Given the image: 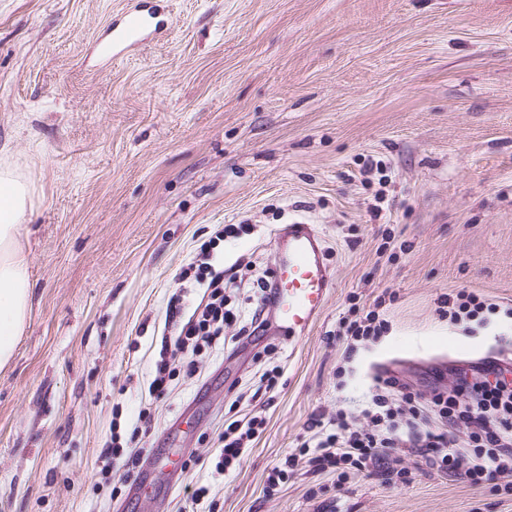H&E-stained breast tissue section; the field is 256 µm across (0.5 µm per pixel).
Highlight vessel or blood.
Wrapping results in <instances>:
<instances>
[{"mask_svg": "<svg viewBox=\"0 0 512 512\" xmlns=\"http://www.w3.org/2000/svg\"><path fill=\"white\" fill-rule=\"evenodd\" d=\"M169 23L161 19L150 0H132L93 45L101 66L135 50L151 38L163 36ZM280 244L274 268V320L269 331L295 340L304 337L325 309L333 275L323 261L321 238L313 225L296 223L278 229Z\"/></svg>", "mask_w": 512, "mask_h": 512, "instance_id": "1", "label": "vessel or blood"}]
</instances>
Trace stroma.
I'll list each match as a JSON object with an SVG mask.
<instances>
[{"mask_svg": "<svg viewBox=\"0 0 512 512\" xmlns=\"http://www.w3.org/2000/svg\"><path fill=\"white\" fill-rule=\"evenodd\" d=\"M163 38L96 73L86 49L124 0H0V163L36 190L23 229L33 301L0 369V512H512V496L393 453L409 484L298 472L267 492L314 414L368 393L377 364L427 394L512 352V316L442 320L466 288L512 307V0H159ZM315 225L332 269L307 336L280 340L279 388L231 408L268 343L229 341L152 401L132 469H100L150 401L178 275L215 228L224 263L273 270L274 231ZM389 296L390 330L347 356L350 303ZM264 431L211 476L226 417ZM178 485L143 497L152 455ZM208 487L207 501L193 492Z\"/></svg>", "mask_w": 512, "mask_h": 512, "instance_id": "obj_1", "label": "stroma"}]
</instances>
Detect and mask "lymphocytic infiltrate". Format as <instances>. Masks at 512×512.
I'll list each match as a JSON object with an SVG mask.
<instances>
[{"mask_svg": "<svg viewBox=\"0 0 512 512\" xmlns=\"http://www.w3.org/2000/svg\"><path fill=\"white\" fill-rule=\"evenodd\" d=\"M237 274H224L211 262L198 265L195 285L205 288L207 300L192 314H185L182 294H174L167 316L173 331L160 340L158 358L149 384L150 397L165 395L175 380H192L200 375L199 360L224 344L226 324L239 323L237 341H247L265 321L271 299L269 281L261 279L246 309H230V284ZM385 304L377 299L371 310L350 307L336 329V337L347 352L378 339L390 329L379 310ZM498 304L483 295L460 290L441 297L438 312L449 324L461 326L475 321L489 322L499 313ZM265 420L255 415L246 421H233L219 436L221 448L213 472L233 473L262 433ZM308 436L288 455L284 464L274 466L268 475L269 491H276L298 468L315 473L335 471L338 482L351 474L371 470L385 482L409 483L407 468L396 467L394 449L410 446L419 450L436 470L464 479L471 485L495 483L498 491L512 495V380L483 372L476 378L459 376L449 389H436L424 395L398 387L395 379L375 378L359 416L337 410L331 417L313 415Z\"/></svg>", "mask_w": 512, "mask_h": 512, "instance_id": "1", "label": "lymphocytic infiltrate"}]
</instances>
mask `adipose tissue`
Returning <instances> with one entry per match:
<instances>
[{"label":"adipose tissue","mask_w":512,"mask_h":512,"mask_svg":"<svg viewBox=\"0 0 512 512\" xmlns=\"http://www.w3.org/2000/svg\"><path fill=\"white\" fill-rule=\"evenodd\" d=\"M34 188L15 168L0 165V368L13 358L28 318L32 282L21 229Z\"/></svg>","instance_id":"adipose-tissue-1"}]
</instances>
